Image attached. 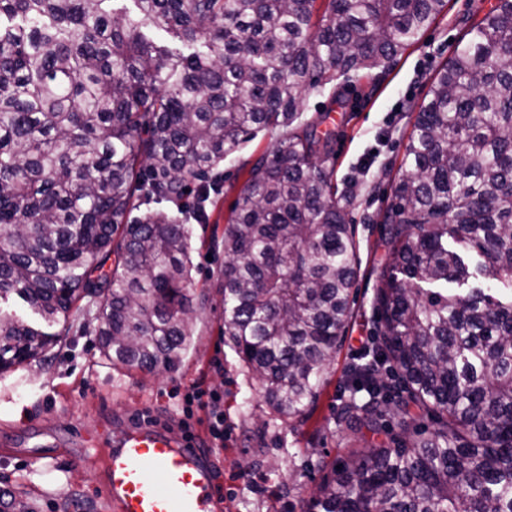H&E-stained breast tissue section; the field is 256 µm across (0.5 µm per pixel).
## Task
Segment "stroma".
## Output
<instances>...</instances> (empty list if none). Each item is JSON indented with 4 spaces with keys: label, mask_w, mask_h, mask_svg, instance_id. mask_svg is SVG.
<instances>
[{
    "label": "stroma",
    "mask_w": 512,
    "mask_h": 512,
    "mask_svg": "<svg viewBox=\"0 0 512 512\" xmlns=\"http://www.w3.org/2000/svg\"><path fill=\"white\" fill-rule=\"evenodd\" d=\"M496 2L447 0L419 44L388 68L349 83L331 82L302 100L304 121L330 140L327 164L337 194L353 198L360 259L354 316L310 419L273 413L259 381L224 342L221 240L249 168L274 141L261 131L225 159L209 219L192 227L191 275L200 307L182 363L155 372L112 364L99 352L96 323L75 312L65 342L37 361L0 373V486L22 487L35 512H108L96 460L145 409L176 439L182 436L181 421H190L221 488L223 512H300V497L321 482L325 464L370 447L372 435L340 433L337 389L361 339L376 331L375 272L387 260L383 215L403 173L412 108L425 98L431 78L471 19L482 18ZM196 388L221 397L223 447H215L209 433L210 405H194L189 418L183 413L184 395ZM42 439L62 448V456L37 460L33 449Z\"/></svg>",
    "instance_id": "1"
}]
</instances>
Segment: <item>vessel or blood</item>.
Segmentation results:
<instances>
[{
  "label": "vessel or blood",
  "instance_id": "vessel-or-blood-1",
  "mask_svg": "<svg viewBox=\"0 0 512 512\" xmlns=\"http://www.w3.org/2000/svg\"><path fill=\"white\" fill-rule=\"evenodd\" d=\"M105 495L115 512H222L209 465L195 443L158 425L125 431L108 453Z\"/></svg>",
  "mask_w": 512,
  "mask_h": 512
}]
</instances>
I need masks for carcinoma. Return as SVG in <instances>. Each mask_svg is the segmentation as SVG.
I'll list each match as a JSON object with an SVG mask.
<instances>
[{
    "label": "carcinoma",
    "instance_id": "carcinoma-1",
    "mask_svg": "<svg viewBox=\"0 0 512 512\" xmlns=\"http://www.w3.org/2000/svg\"><path fill=\"white\" fill-rule=\"evenodd\" d=\"M115 2L0 0V18H20L0 23V372L67 335L79 302L107 360L177 368L197 314L190 221L264 130L276 147L224 227V337L273 412L307 417L358 260L301 98L394 62L446 0H133V15ZM402 166L378 335L336 419L355 436L396 414L404 436L322 464L302 512H512V0L436 72ZM140 200L158 208L128 220ZM14 299L26 316L4 308ZM0 512L35 509L1 487Z\"/></svg>",
    "mask_w": 512,
    "mask_h": 512
}]
</instances>
